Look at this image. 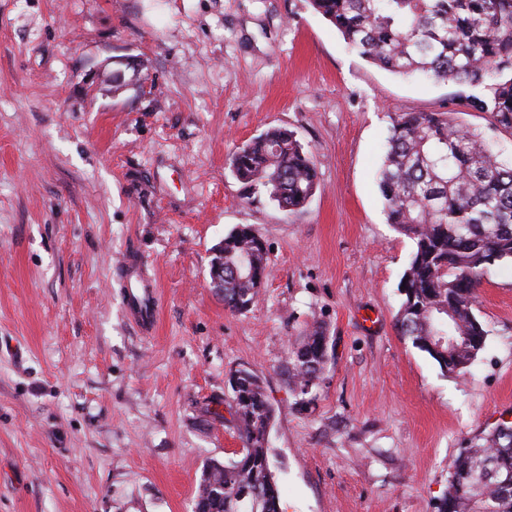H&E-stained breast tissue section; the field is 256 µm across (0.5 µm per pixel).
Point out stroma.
Masks as SVG:
<instances>
[{
	"instance_id": "obj_1",
	"label": "stroma",
	"mask_w": 512,
	"mask_h": 512,
	"mask_svg": "<svg viewBox=\"0 0 512 512\" xmlns=\"http://www.w3.org/2000/svg\"><path fill=\"white\" fill-rule=\"evenodd\" d=\"M454 92L367 63L307 0H0V512H192L242 446L211 419L242 367L275 409L282 512H435L457 449L512 417V264L478 290L484 351L442 371L396 329L414 244L376 176L392 118ZM278 126L318 171L291 214L228 169ZM239 224L271 261L241 314L209 278ZM313 324L333 352L301 407L284 366ZM127 307L132 321L142 332L153 329L158 309V291L151 277L143 276L138 281L130 282Z\"/></svg>"
}]
</instances>
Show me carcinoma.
<instances>
[{
    "instance_id": "obj_1",
    "label": "carcinoma",
    "mask_w": 512,
    "mask_h": 512,
    "mask_svg": "<svg viewBox=\"0 0 512 512\" xmlns=\"http://www.w3.org/2000/svg\"><path fill=\"white\" fill-rule=\"evenodd\" d=\"M363 60L390 74L458 87L462 111L488 117L512 136V0H308ZM379 172L387 222L414 243L400 288V335L441 369L458 357L468 370L488 330L475 313L482 280L512 262V161L499 160L478 130L448 111L392 119ZM248 195L265 194L285 213L305 206L318 185L311 153L284 127L269 128L230 159ZM224 264V307L248 310L270 268L264 241L248 224L214 253ZM329 337L317 326L288 351L289 391L315 400ZM232 423L242 448L202 472L199 512H281L269 437L275 410L248 368L230 382ZM438 512H512V423L459 449Z\"/></svg>"
}]
</instances>
